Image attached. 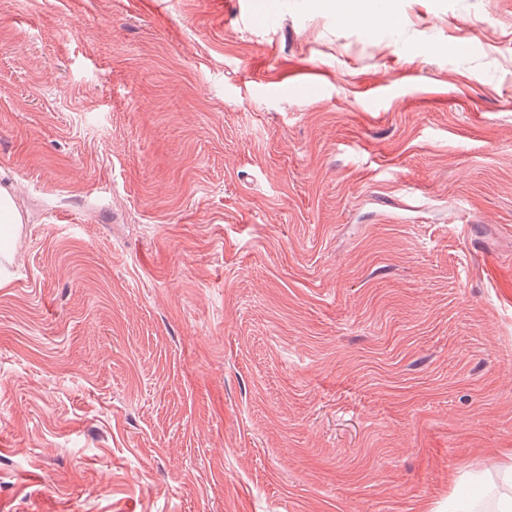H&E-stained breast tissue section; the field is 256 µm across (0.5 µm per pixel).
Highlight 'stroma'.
Returning a JSON list of instances; mask_svg holds the SVG:
<instances>
[{"instance_id": "obj_1", "label": "stroma", "mask_w": 512, "mask_h": 512, "mask_svg": "<svg viewBox=\"0 0 512 512\" xmlns=\"http://www.w3.org/2000/svg\"><path fill=\"white\" fill-rule=\"evenodd\" d=\"M0 0V512H445L512 448V0ZM23 217L16 208L12 194L0 188V257L12 260L17 253Z\"/></svg>"}]
</instances>
